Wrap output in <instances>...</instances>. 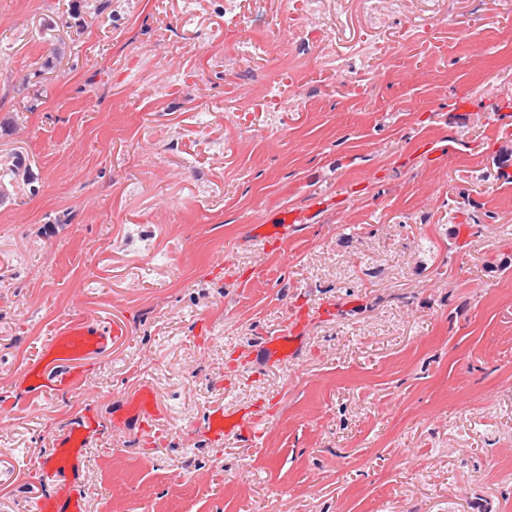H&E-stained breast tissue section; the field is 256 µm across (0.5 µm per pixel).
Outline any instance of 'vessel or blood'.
Wrapping results in <instances>:
<instances>
[{"label":"vessel or blood","instance_id":"vessel-or-blood-1","mask_svg":"<svg viewBox=\"0 0 512 512\" xmlns=\"http://www.w3.org/2000/svg\"><path fill=\"white\" fill-rule=\"evenodd\" d=\"M126 333L125 326L120 324L100 330L93 327L89 319L70 320L45 344L39 359L27 365L23 380L28 392H41L45 381L53 374L61 375L65 385H77L80 368L102 351L110 338ZM262 343L275 359L287 357L296 349V338L290 333L263 337ZM133 414L143 427L156 419L158 410L152 389L145 388L137 393L133 399ZM249 426L243 413L221 406L209 413L206 422L208 433L217 440L243 434ZM92 429L90 421H75L52 451L40 458L36 468L43 477V486L34 504L35 512H83L79 490L64 481L63 476L77 466L80 450L88 444Z\"/></svg>","mask_w":512,"mask_h":512}]
</instances>
